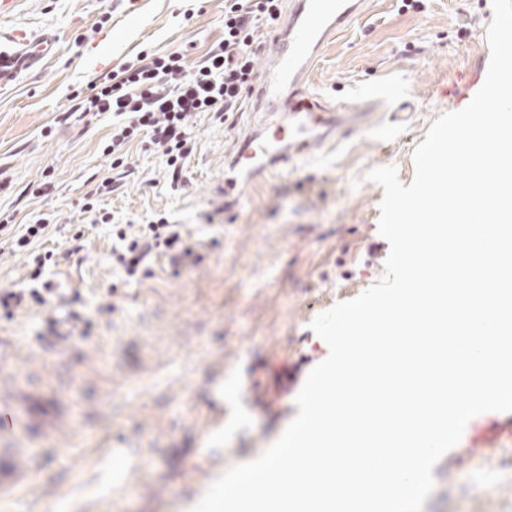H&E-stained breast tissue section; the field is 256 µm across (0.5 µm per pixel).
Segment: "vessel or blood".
<instances>
[{
	"label": "vessel or blood",
	"mask_w": 512,
	"mask_h": 512,
	"mask_svg": "<svg viewBox=\"0 0 512 512\" xmlns=\"http://www.w3.org/2000/svg\"><path fill=\"white\" fill-rule=\"evenodd\" d=\"M366 0H294L281 34L276 38L262 72V91L268 109L259 118L258 130L241 143L239 157L252 159L245 177L224 179V196L238 202L250 178L276 174L279 165L306 155L312 143L335 137L343 129L361 124L364 115L345 108L320 115L313 110L307 75L322 48L366 9ZM15 53L0 52V81L10 79L17 63L29 59L31 41L18 34ZM291 130L281 140L282 130ZM31 477L29 456L15 454L0 462V496L5 497Z\"/></svg>",
	"instance_id": "vessel-or-blood-1"
}]
</instances>
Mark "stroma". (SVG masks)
Wrapping results in <instances>:
<instances>
[{
    "label": "stroma",
    "mask_w": 512,
    "mask_h": 512,
    "mask_svg": "<svg viewBox=\"0 0 512 512\" xmlns=\"http://www.w3.org/2000/svg\"><path fill=\"white\" fill-rule=\"evenodd\" d=\"M491 0H371L322 51L309 86L325 107L368 123L254 178L224 206V169L252 118L193 123L180 177L131 144L113 167L101 144L112 115L75 112L72 96L140 51L174 50L194 67L224 35V0H17L0 34L45 51L0 86V210L14 233L50 216L34 246L48 261L46 306L0 314V398L18 426L0 448L28 451L36 479L0 512H193L229 467L259 457L298 412L295 398L328 347L309 327L384 274L383 189L403 184L431 124L464 108L490 61ZM96 195L113 224L165 214L202 260L158 257L148 274L113 268L112 226L81 206ZM31 253L0 244V289L31 287ZM501 412L472 418L434 466L423 512H512V436ZM482 478L484 494L472 483Z\"/></svg>",
    "instance_id": "obj_1"
}]
</instances>
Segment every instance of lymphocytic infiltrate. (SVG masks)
<instances>
[{
    "instance_id": "1",
    "label": "lymphocytic infiltrate",
    "mask_w": 512,
    "mask_h": 512,
    "mask_svg": "<svg viewBox=\"0 0 512 512\" xmlns=\"http://www.w3.org/2000/svg\"><path fill=\"white\" fill-rule=\"evenodd\" d=\"M281 0H227L224 37L194 69H185L179 52L145 51L138 63H126L105 76L78 103L85 112L112 115V136L103 149L113 166H121L133 141L160 153L173 176H180L192 149V122L208 117L224 122L238 111L253 89L255 43L263 24L278 20ZM99 223L112 227L116 245L112 263L127 276L148 271L162 255L177 260L194 252L181 225L158 216L130 232L107 213Z\"/></svg>"
}]
</instances>
